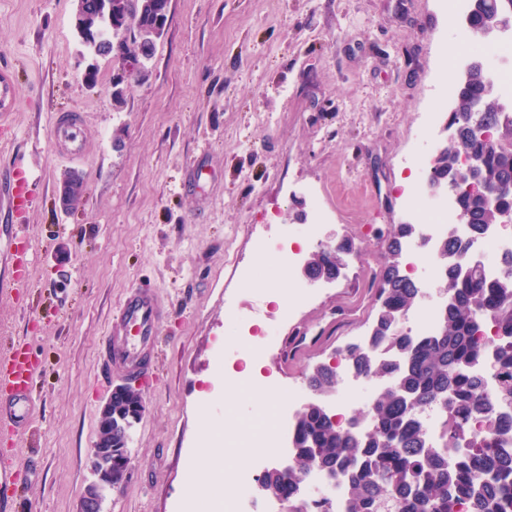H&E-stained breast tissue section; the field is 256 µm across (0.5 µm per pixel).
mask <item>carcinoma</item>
I'll use <instances>...</instances> for the list:
<instances>
[{"mask_svg": "<svg viewBox=\"0 0 512 512\" xmlns=\"http://www.w3.org/2000/svg\"><path fill=\"white\" fill-rule=\"evenodd\" d=\"M113 17L123 22L134 8L140 23L151 24L162 0H119ZM484 93L477 73L458 82L448 127L452 139L431 161L435 179H451L462 154L481 167L483 188L460 194L457 207L468 213L474 233L481 235L504 210L512 211V120L487 103L489 135L469 126V103ZM414 225L397 224L387 256L374 274L379 311L370 345L349 343L343 359L353 371L377 388L363 416V432L341 426L320 404L336 389V372L329 365L315 368L308 379L312 400L296 416L299 454L286 471L270 470L269 489L285 481L304 479L310 471L345 480V512H512V449L498 446L496 426L488 417L484 380L476 366L493 358L499 373V404L512 407V255L501 273L487 277L484 268L464 263L465 247L453 231L443 237L440 254L452 258L439 283L441 323L430 336L403 332L401 316L422 300L401 268L403 240ZM354 251L347 238L327 253L312 257L318 273L336 278L343 258ZM384 347L388 355L374 357L370 349ZM443 410L439 442L430 441L419 414L427 406ZM484 422L472 431L474 420ZM131 432L112 439V477L123 473L119 460Z\"/></svg>", "mask_w": 512, "mask_h": 512, "instance_id": "1", "label": "carcinoma"}]
</instances>
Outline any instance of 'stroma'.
<instances>
[{"label":"stroma","instance_id":"35a3bbf8","mask_svg":"<svg viewBox=\"0 0 512 512\" xmlns=\"http://www.w3.org/2000/svg\"><path fill=\"white\" fill-rule=\"evenodd\" d=\"M74 9L0 0V68L17 99L0 192L21 167L37 198L20 213L0 207V263L29 259L28 290L0 289V354L21 343L36 366L33 415L0 422V458L21 474L13 512H76L99 411L123 383L100 373L111 317L130 289L153 288L170 314L154 373L136 384L146 409L128 477L104 510L194 512L218 473L196 457L215 428L231 420L239 436L255 414L225 399L223 378L256 362L259 384L287 403L376 317L372 271L394 225L414 221L405 159L424 140L448 16L438 0H171L146 77L119 102V61L98 59L84 77ZM65 112L89 131L78 160L53 135ZM201 165L207 179L188 188ZM69 172L85 190L64 212ZM308 187L329 213L319 242L348 236L359 257L285 317L270 296L291 293L288 275L259 261L254 240L308 223ZM256 265L267 279L242 287ZM239 317L249 334L232 335Z\"/></svg>","mask_w":512,"mask_h":512}]
</instances>
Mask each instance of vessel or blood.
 Here are the masks:
<instances>
[{
    "label": "vessel or blood",
    "mask_w": 512,
    "mask_h": 512,
    "mask_svg": "<svg viewBox=\"0 0 512 512\" xmlns=\"http://www.w3.org/2000/svg\"><path fill=\"white\" fill-rule=\"evenodd\" d=\"M75 114H62L56 120V132L68 143L72 156H81L85 147V134ZM28 171L16 170L12 174L10 203L16 210L32 208L35 200ZM168 313L160 295L150 289L130 290L121 303L111 325L114 339L104 353L106 369L128 380L146 378L153 368V350L156 330ZM35 364L24 348L0 356V415H6L14 426L29 421L31 400L30 383Z\"/></svg>",
    "instance_id": "b4317fda"
}]
</instances>
